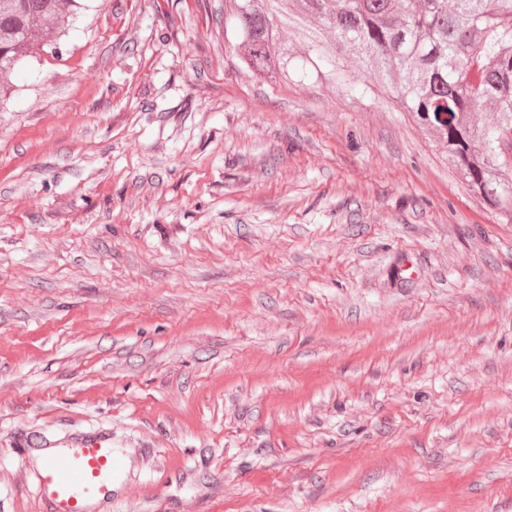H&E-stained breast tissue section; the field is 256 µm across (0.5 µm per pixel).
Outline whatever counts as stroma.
Returning <instances> with one entry per match:
<instances>
[{"label":"stroma","mask_w":512,"mask_h":512,"mask_svg":"<svg viewBox=\"0 0 512 512\" xmlns=\"http://www.w3.org/2000/svg\"><path fill=\"white\" fill-rule=\"evenodd\" d=\"M84 5L0 102V512L102 428L103 512H512V222L354 58L269 86L225 0Z\"/></svg>","instance_id":"stroma-1"}]
</instances>
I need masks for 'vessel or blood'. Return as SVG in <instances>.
<instances>
[{"label": "vessel or blood", "mask_w": 512, "mask_h": 512, "mask_svg": "<svg viewBox=\"0 0 512 512\" xmlns=\"http://www.w3.org/2000/svg\"><path fill=\"white\" fill-rule=\"evenodd\" d=\"M124 456L112 446V432L81 433L56 443L37 471L40 499L47 512H92L91 505L112 497L123 481Z\"/></svg>", "instance_id": "1"}]
</instances>
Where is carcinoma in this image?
<instances>
[{
	"instance_id": "obj_1",
	"label": "carcinoma",
	"mask_w": 512,
	"mask_h": 512,
	"mask_svg": "<svg viewBox=\"0 0 512 512\" xmlns=\"http://www.w3.org/2000/svg\"><path fill=\"white\" fill-rule=\"evenodd\" d=\"M296 9L306 49L281 26ZM81 0H0L1 78L44 50L77 18ZM224 41L238 71L273 85L291 77L337 80L344 55L434 132L469 190L512 218V0H231ZM493 112L479 127L469 112Z\"/></svg>"
}]
</instances>
